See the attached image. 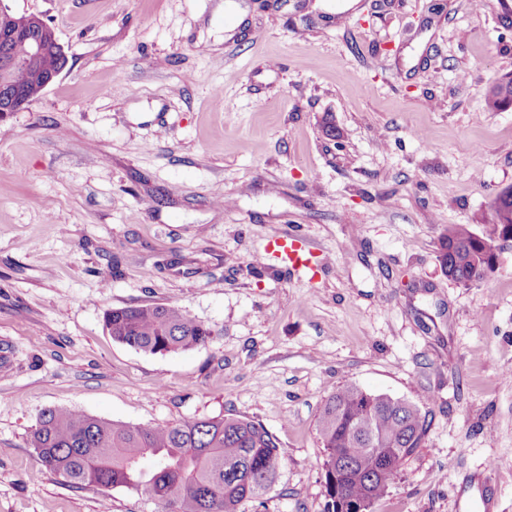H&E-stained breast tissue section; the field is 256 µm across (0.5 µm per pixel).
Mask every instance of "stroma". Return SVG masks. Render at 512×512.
Returning <instances> with one entry per match:
<instances>
[{
	"label": "stroma",
	"mask_w": 512,
	"mask_h": 512,
	"mask_svg": "<svg viewBox=\"0 0 512 512\" xmlns=\"http://www.w3.org/2000/svg\"><path fill=\"white\" fill-rule=\"evenodd\" d=\"M68 65L0 122V512H159L38 475L46 408L132 425L237 414L286 458L264 512H323L326 396L428 414L374 512H458L490 476L512 512V241L461 286L439 237L512 185V0H5ZM301 234L316 271L256 265ZM176 306L209 341L148 354L107 311ZM485 108L489 112L506 109L512 105V77H504L484 92Z\"/></svg>",
	"instance_id": "obj_1"
}]
</instances>
